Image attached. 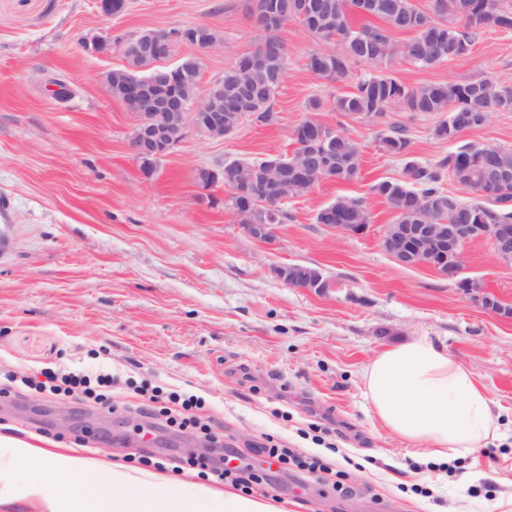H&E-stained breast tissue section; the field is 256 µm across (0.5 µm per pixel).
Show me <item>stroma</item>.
<instances>
[{
  "label": "stroma",
  "mask_w": 512,
  "mask_h": 512,
  "mask_svg": "<svg viewBox=\"0 0 512 512\" xmlns=\"http://www.w3.org/2000/svg\"><path fill=\"white\" fill-rule=\"evenodd\" d=\"M196 24L224 38L204 58V88L262 35L249 0H127L108 20L96 0H0V367L36 377L104 369L116 380L108 409L34 391L0 395V433L132 471L140 458L192 456L199 440L153 428L138 411L143 392L162 386L200 398L235 467L255 462L254 445L271 437L355 472L357 489L344 497L295 467L271 474L249 495L281 512H512V321L383 251L394 213L372 187L399 179L402 163L380 148L379 127L333 109L365 65L340 82L310 75L304 57L322 43L286 23L276 123L247 116L224 139L188 133L143 177L129 149L137 117L100 80L125 59L117 50L88 55L78 41L104 29ZM389 73L410 87L489 74L512 84V31L481 32L469 53L432 68L396 60ZM54 79L70 87L67 101L52 94ZM310 117L359 144L360 175L288 200L292 219L275 241L254 239L225 209L223 186L201 188L196 171L291 155V133ZM387 120L406 128L425 164L462 142L512 147V112L492 113L457 142L436 136L437 114L393 106ZM340 196L368 206L365 234L317 223ZM285 264L318 268L332 286L322 295L290 287L275 274ZM463 274L512 305V266L497 262L488 241L466 245ZM422 335L476 373L500 415L499 439L440 469L381 425L361 380L379 352ZM29 478L0 458V512H46L12 496Z\"/></svg>",
  "instance_id": "stroma-1"
}]
</instances>
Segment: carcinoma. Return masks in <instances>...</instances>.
<instances>
[{
    "mask_svg": "<svg viewBox=\"0 0 512 512\" xmlns=\"http://www.w3.org/2000/svg\"><path fill=\"white\" fill-rule=\"evenodd\" d=\"M316 0H251L249 9L262 28L263 36L256 47L239 55L220 80L224 94L235 83L245 82L257 91L246 112L256 120L272 123L276 97L262 96V90L275 76H283L287 48L279 31L284 23L296 21L324 42L339 44L338 51L319 60L315 52L305 57L304 67L311 75L342 81L355 64L368 71L352 85V90L336 96L334 109L345 114L367 113L387 116V109L399 105L406 112L443 114L435 128L440 138L457 139L464 131L480 128L490 114L512 103V84L493 77L466 83H430L409 87L386 74L393 59L401 56L412 64L427 68L437 66L468 53L475 36L482 30L512 31V5L503 0H432L430 10L415 0H322L323 14L314 18L303 12V5ZM406 31L412 36L397 42L394 34ZM380 147L401 158L402 179L385 180L373 185L375 195L394 210L396 224L462 223L471 213H481L488 224H512V147L463 144L433 165H423L411 157L407 130L389 124L380 134ZM296 148L288 163L304 159L307 153H320L317 140L294 138ZM496 157L497 174L503 177L501 188L481 195L483 186L482 154ZM361 155L357 144L343 130H336V160L325 169H313L308 180L285 190L287 198L308 194L322 181L348 182L360 174ZM270 165V161L234 160L224 164V199L237 214L239 223L249 224L251 215L239 207L240 195L231 189L253 184V180ZM460 184L461 189L479 196V201L465 203L441 187L444 176ZM319 224H370L371 212L362 200L338 197L316 215Z\"/></svg>",
    "mask_w": 512,
    "mask_h": 512,
    "instance_id": "1",
    "label": "carcinoma"
}]
</instances>
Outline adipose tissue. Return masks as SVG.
<instances>
[{
	"instance_id": "ef3b65f1",
	"label": "adipose tissue",
	"mask_w": 512,
	"mask_h": 512,
	"mask_svg": "<svg viewBox=\"0 0 512 512\" xmlns=\"http://www.w3.org/2000/svg\"><path fill=\"white\" fill-rule=\"evenodd\" d=\"M374 415L415 452L440 462L475 453L500 435L494 402L472 369L426 335L379 352L362 375ZM0 452L33 479L17 497L48 495L49 512H176L162 477L48 450L0 434ZM203 512H279L269 502L193 485Z\"/></svg>"
}]
</instances>
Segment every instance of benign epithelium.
I'll list each match as a JSON object with an SVG mask.
<instances>
[{"instance_id":"7a95c632","label":"benign epithelium","mask_w":512,"mask_h":512,"mask_svg":"<svg viewBox=\"0 0 512 512\" xmlns=\"http://www.w3.org/2000/svg\"><path fill=\"white\" fill-rule=\"evenodd\" d=\"M181 35L174 30L154 29L147 35L137 32L128 38L107 31L81 38V48L96 56H108L117 48L155 58L154 65L170 67L169 58ZM215 83L199 93V81L177 82L166 75L156 76L134 85H122L126 100L123 104L137 115V123L129 138V148L140 163L142 175L150 178L158 162L184 137L188 129L201 136L222 139L235 132L225 127L224 118L241 122L244 99L224 103V97L211 94ZM319 138L323 142L322 159H333L336 132L322 128ZM309 169L299 164L293 172L276 171L273 180L262 178L252 186L254 212L257 220L244 225L255 239L267 243L274 239L275 225L270 218L277 212L280 197L276 192L289 186L288 180L305 178ZM222 169L202 168L196 174L197 183L205 189L224 183ZM489 242L495 259L512 265V224H389L381 238L382 248L399 264L406 267H425L439 276L460 285V291L470 296L483 309L502 321L512 320V307L501 304L474 279H461L464 247L473 241ZM278 278L293 288L325 293L332 284L321 273L307 265L296 264L276 268Z\"/></svg>"}]
</instances>
